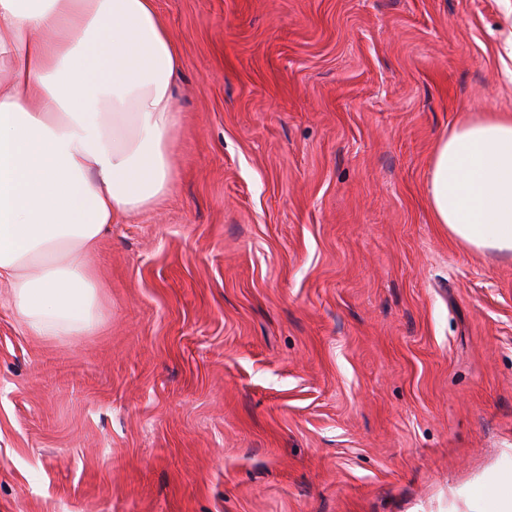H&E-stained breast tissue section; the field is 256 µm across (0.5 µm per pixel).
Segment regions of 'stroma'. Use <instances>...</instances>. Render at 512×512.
Returning a JSON list of instances; mask_svg holds the SVG:
<instances>
[{
	"mask_svg": "<svg viewBox=\"0 0 512 512\" xmlns=\"http://www.w3.org/2000/svg\"><path fill=\"white\" fill-rule=\"evenodd\" d=\"M179 49L160 205L52 339L0 288V512H473L512 475V256L427 197L512 113L504 0H157Z\"/></svg>",
	"mask_w": 512,
	"mask_h": 512,
	"instance_id": "obj_1",
	"label": "stroma"
}]
</instances>
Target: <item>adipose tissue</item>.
Wrapping results in <instances>:
<instances>
[{
	"instance_id": "ef3b65f1",
	"label": "adipose tissue",
	"mask_w": 512,
	"mask_h": 512,
	"mask_svg": "<svg viewBox=\"0 0 512 512\" xmlns=\"http://www.w3.org/2000/svg\"><path fill=\"white\" fill-rule=\"evenodd\" d=\"M178 66L155 0H0V285L32 334L98 325L91 256L172 183ZM428 197L459 242L512 255V114L449 128Z\"/></svg>"
}]
</instances>
